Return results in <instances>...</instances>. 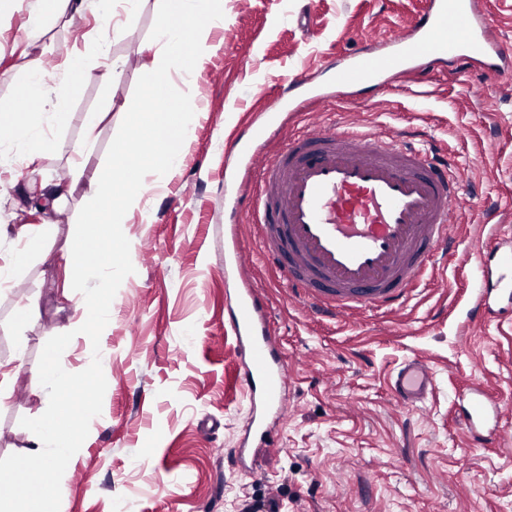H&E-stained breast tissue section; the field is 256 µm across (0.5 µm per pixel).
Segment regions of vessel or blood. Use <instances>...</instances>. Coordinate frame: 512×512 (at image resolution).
<instances>
[{
    "mask_svg": "<svg viewBox=\"0 0 512 512\" xmlns=\"http://www.w3.org/2000/svg\"><path fill=\"white\" fill-rule=\"evenodd\" d=\"M494 20L477 0H427L392 35L390 52L372 43L344 55L337 87L376 89L385 75L416 72L426 81L427 62L455 57L462 67L480 63L488 87L503 78L512 43L493 34ZM315 74L304 72L283 87L246 130L224 150L225 199L232 217H252L261 229L258 256L312 315L340 319L364 311L404 307L422 276L440 256L457 247L451 230L465 188L453 154L436 152L426 130L372 132L319 125L289 137L275 151L268 144L282 125V111H304L327 98ZM251 251L236 231L225 240L224 282L251 266ZM479 277L469 315L492 316L491 299L512 301V253L477 252ZM225 330L237 343L239 381L250 409L237 466L251 448H268L286 410L288 358L271 326L269 306L258 287L235 288ZM434 372L420 358L404 362L392 376L391 393L415 407L432 395ZM463 418L473 446H498L502 407L481 387L470 388Z\"/></svg>",
    "mask_w": 512,
    "mask_h": 512,
    "instance_id": "b4317fda",
    "label": "vessel or blood"
}]
</instances>
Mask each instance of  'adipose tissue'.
<instances>
[{
    "label": "adipose tissue",
    "instance_id": "obj_1",
    "mask_svg": "<svg viewBox=\"0 0 512 512\" xmlns=\"http://www.w3.org/2000/svg\"><path fill=\"white\" fill-rule=\"evenodd\" d=\"M164 10L151 41L139 48L153 73L145 86L143 105L124 112V130L111 146L102 174L87 189L89 204L80 229L62 259L80 285L77 307L79 323L91 329L104 327L111 316L112 283L124 272L116 256L112 230L127 223L151 186L153 177L177 169L187 140L197 123V112L173 102L169 94L171 62L192 57L195 63L206 58L208 32L224 24L223 0H163ZM93 5L96 27L112 25L113 0H27L30 16H41L47 7L59 12L82 13ZM109 69L122 66L121 57L110 55L106 44L92 40L88 49L68 56L60 67H49L42 58L30 59L21 97L28 104L16 127L0 142V173L11 178L27 177L39 190L38 209L59 210L70 192L68 185L42 179L36 161L56 150L53 129L66 126L72 117L61 102L50 99L48 77H56L64 94H73L80 77L92 74L100 59ZM48 225L0 224V291L11 288L20 272L33 260L45 258L44 241ZM96 253L95 265H86L87 253Z\"/></svg>",
    "mask_w": 512,
    "mask_h": 512
}]
</instances>
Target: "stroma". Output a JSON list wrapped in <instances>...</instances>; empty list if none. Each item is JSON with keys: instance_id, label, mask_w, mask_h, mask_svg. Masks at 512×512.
Wrapping results in <instances>:
<instances>
[{"instance_id": "obj_1", "label": "stroma", "mask_w": 512, "mask_h": 512, "mask_svg": "<svg viewBox=\"0 0 512 512\" xmlns=\"http://www.w3.org/2000/svg\"><path fill=\"white\" fill-rule=\"evenodd\" d=\"M425 0H224V26L208 37L201 66L184 59L170 72L172 98L197 108L199 120L176 171L157 177L116 239L127 269L112 288V316L99 347L78 333L76 301L62 296L53 262L78 230L82 187L52 217L26 209L27 180L0 184V214L18 224L51 220L52 257L22 270L0 294V363L13 370L11 398L0 410V458L22 453L32 434L21 418L45 407L33 372L46 341L73 332L65 369L81 371L99 350L107 389L102 412L61 481L67 512H512V327L469 314L470 253L493 237L512 236V81L490 89L478 75L435 63L429 84L407 76L375 93L343 91L287 119L279 140L318 122L362 130L417 126L434 147L451 151L467 189L456 211L460 252L424 276L404 308L341 321L311 317L267 264L248 279L262 288L288 356V422L273 447L251 451V470L233 463L249 400L236 375L241 357L224 332V149L229 137L264 109L302 69L332 81L328 61L372 39L390 49ZM311 13L313 25L298 23ZM160 0H144L127 32L111 41L124 57L107 81L80 78L66 106L70 125L57 152L39 162L46 178L70 182L71 148L106 102L135 105L152 74L139 46L150 41ZM95 36L91 13L47 12L30 18L22 0H0V126L20 101L30 58L62 62ZM500 222L483 221L488 205ZM155 242L154 262L140 244ZM35 297L39 312L16 330V304ZM435 372L433 396L398 406L389 381L413 357ZM489 389L503 404L502 448H473L462 424L466 387Z\"/></svg>"}]
</instances>
